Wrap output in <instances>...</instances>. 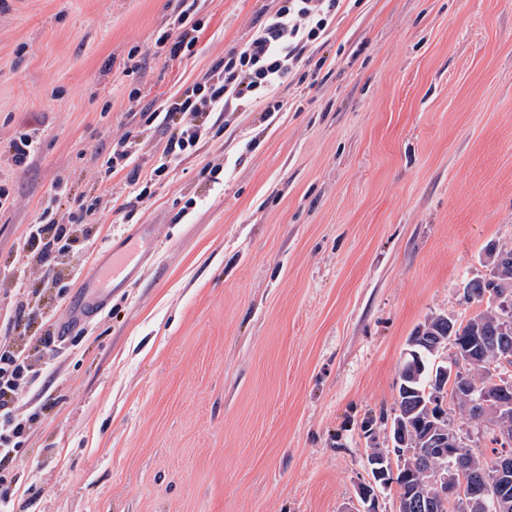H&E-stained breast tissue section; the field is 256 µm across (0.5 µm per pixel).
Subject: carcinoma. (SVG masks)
<instances>
[{
  "mask_svg": "<svg viewBox=\"0 0 512 512\" xmlns=\"http://www.w3.org/2000/svg\"><path fill=\"white\" fill-rule=\"evenodd\" d=\"M490 265L489 277L474 279L467 286L469 298L486 303L484 310L467 319L433 316L419 325L414 335L425 340L430 336H440L443 343L455 348L448 357V361L456 366L454 380L447 381L448 404L471 420L491 427L492 441L499 447L492 449L489 455L472 448L455 428L449 413L431 406L433 372L443 366L437 361L440 349L417 343L420 359L416 361L410 357L403 363L402 369L408 373V378L399 381L394 415V419L400 420V440L403 442L400 450L405 453L411 449L414 454L398 471L395 483L400 497L417 486L427 490L428 505L411 504L406 512H499L491 506L486 508L472 501L467 483H458L453 503L441 500L432 478L442 468L443 462L433 457L423 465L419 454L415 453L416 449L426 447L425 437L432 429L453 435L458 441L456 456L464 459L474 474L494 472L499 455L506 450L512 452V442L499 439L501 429H512V407L502 409L490 398L484 414L477 415L472 406L474 397L489 390L495 381H512V353L503 356L489 343L477 351L473 350L476 337L492 336L507 323H512V247L498 248Z\"/></svg>",
  "mask_w": 512,
  "mask_h": 512,
  "instance_id": "obj_1",
  "label": "carcinoma"
}]
</instances>
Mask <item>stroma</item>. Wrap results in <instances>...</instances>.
<instances>
[{"instance_id": "35a3bbf8", "label": "stroma", "mask_w": 512, "mask_h": 512, "mask_svg": "<svg viewBox=\"0 0 512 512\" xmlns=\"http://www.w3.org/2000/svg\"><path fill=\"white\" fill-rule=\"evenodd\" d=\"M274 6L199 0L196 52L172 61L155 40L173 0H0V184L17 199L0 280L53 186L64 214L104 196L59 284L25 283L41 316L11 336L51 388L31 390L43 415L0 462L9 512H355L411 333L479 310L466 283L488 277V245L512 246V0H363L311 49L321 71L275 88L285 112L215 113L223 137L135 218L158 242L136 284L39 351L42 319L67 315L58 289L124 229L123 175L92 174L136 125L130 91L148 105L203 80ZM26 130L18 167L7 147ZM218 156L212 185L199 172ZM35 152V140L29 131L21 132L9 144V154L15 166L21 167Z\"/></svg>"}]
</instances>
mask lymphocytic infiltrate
<instances>
[{
	"mask_svg": "<svg viewBox=\"0 0 512 512\" xmlns=\"http://www.w3.org/2000/svg\"><path fill=\"white\" fill-rule=\"evenodd\" d=\"M348 0H278L277 9L259 20L250 38L230 49L212 66L208 76L181 94L157 104L143 106L135 128L113 136L94 176L111 181L124 173L129 193L119 210L133 219L152 198L174 167L208 143L223 137V125L209 122L214 112L263 101L265 116L282 111L284 104L274 95L275 86L296 69L311 65L322 69L324 60H312L308 48L326 41L336 16ZM204 23L197 17V0H176L172 23L156 39L169 60L194 55ZM160 133L165 141L150 171H142L136 160L144 137ZM62 194L52 190L35 224L29 225L20 243L23 271L36 270L50 277L59 257L86 251L97 235L98 198L80 199L68 223H60L57 211ZM43 375L34 368L23 349L8 339L0 340V457L20 447L39 411L23 417L18 409L27 389Z\"/></svg>",
	"mask_w": 512,
	"mask_h": 512,
	"instance_id": "1",
	"label": "lymphocytic infiltrate"
}]
</instances>
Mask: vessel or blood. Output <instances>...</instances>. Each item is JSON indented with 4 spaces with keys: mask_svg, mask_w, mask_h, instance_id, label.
Segmentation results:
<instances>
[{
    "mask_svg": "<svg viewBox=\"0 0 512 512\" xmlns=\"http://www.w3.org/2000/svg\"><path fill=\"white\" fill-rule=\"evenodd\" d=\"M152 231V225L145 224L138 230L123 233L119 244L111 248L108 261L98 263L95 275L80 279L67 318L58 329L59 335L68 336L70 328L101 310L114 290L131 283L155 248Z\"/></svg>",
    "mask_w": 512,
    "mask_h": 512,
    "instance_id": "1",
    "label": "vessel or blood"
}]
</instances>
